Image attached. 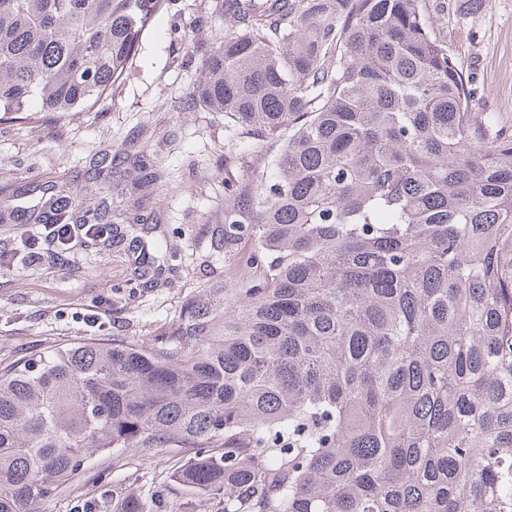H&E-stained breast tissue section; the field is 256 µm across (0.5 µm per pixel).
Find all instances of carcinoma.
<instances>
[{
  "label": "carcinoma",
  "mask_w": 512,
  "mask_h": 512,
  "mask_svg": "<svg viewBox=\"0 0 512 512\" xmlns=\"http://www.w3.org/2000/svg\"><path fill=\"white\" fill-rule=\"evenodd\" d=\"M165 2L0 0V115L93 107ZM229 2L192 105L279 147L224 183V284L0 365V512L112 448L194 449L208 512H512V132L426 0ZM98 194L43 214L123 240Z\"/></svg>",
  "instance_id": "1"
}]
</instances>
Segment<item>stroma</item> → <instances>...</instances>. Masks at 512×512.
I'll return each instance as SVG.
<instances>
[{"label":"stroma","instance_id":"stroma-1","mask_svg":"<svg viewBox=\"0 0 512 512\" xmlns=\"http://www.w3.org/2000/svg\"><path fill=\"white\" fill-rule=\"evenodd\" d=\"M431 21L457 58L473 93L471 108L512 132V0H427ZM218 20L208 0H167L151 21L116 92L88 112L35 113L0 121V360L43 353L97 337L153 333L182 302L224 282V183L246 180L274 143L255 140L227 152L224 115L192 107L201 59ZM145 167L149 178L131 186ZM113 188L116 214H140L112 247L76 235L54 242L44 225L24 223L39 190L94 180ZM160 258L133 278L134 249ZM185 451L151 458L124 450L95 454L81 473L32 512H120L119 490L148 512H173L162 490Z\"/></svg>","mask_w":512,"mask_h":512}]
</instances>
